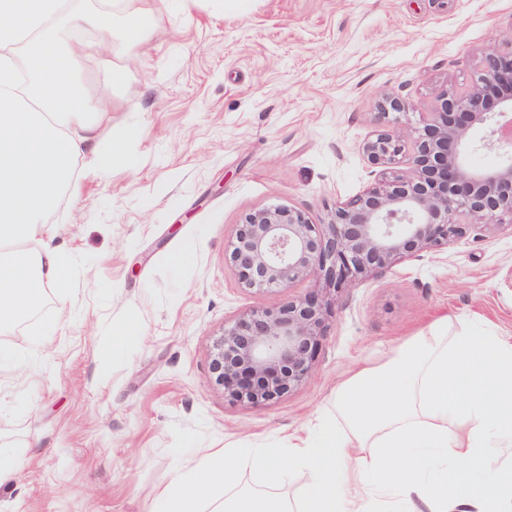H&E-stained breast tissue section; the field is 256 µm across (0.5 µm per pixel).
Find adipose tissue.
Wrapping results in <instances>:
<instances>
[{
	"label": "adipose tissue",
	"instance_id": "adipose-tissue-1",
	"mask_svg": "<svg viewBox=\"0 0 512 512\" xmlns=\"http://www.w3.org/2000/svg\"><path fill=\"white\" fill-rule=\"evenodd\" d=\"M150 5L108 9L63 0H0V334L35 310L45 289L65 297L72 270L41 241L45 214L77 192L75 161L93 154L101 173L127 168L123 142L102 146L108 107L94 104L85 62L93 48L146 39ZM92 31L96 44L79 38ZM336 417L284 448L202 453L179 471L153 512H372L383 495L412 512H512V336L438 323L387 363L347 378ZM308 475L291 501L279 490L286 463ZM259 474L238 488L240 471ZM235 487L219 498L218 490Z\"/></svg>",
	"mask_w": 512,
	"mask_h": 512
}]
</instances>
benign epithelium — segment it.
Masks as SVG:
<instances>
[{"mask_svg": "<svg viewBox=\"0 0 512 512\" xmlns=\"http://www.w3.org/2000/svg\"><path fill=\"white\" fill-rule=\"evenodd\" d=\"M502 88H512V29L475 83L441 93L411 140L381 130L360 144L381 178L327 210L326 221L284 205L244 217L224 255L242 287L285 290L311 278L315 288L224 327L209 370L225 393L253 405L283 397L312 374L332 294L436 252L472 225L512 224V93ZM478 149L498 151L501 164L471 169L466 156Z\"/></svg>", "mask_w": 512, "mask_h": 512, "instance_id": "obj_1", "label": "benign epithelium"}]
</instances>
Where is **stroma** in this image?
<instances>
[{
  "label": "stroma",
  "instance_id": "stroma-1",
  "mask_svg": "<svg viewBox=\"0 0 512 512\" xmlns=\"http://www.w3.org/2000/svg\"><path fill=\"white\" fill-rule=\"evenodd\" d=\"M138 53L121 43L89 71L110 107L103 144L124 140L130 168L78 162L79 195L44 223L74 269L65 302L40 306L0 344V448L24 464L0 486V512H151L200 450L279 445L336 412L353 370L387 359L439 320L512 333V228L474 226L336 297L309 380L254 406L225 396L210 352L243 312L309 293L240 287L224 253L237 224L282 204L322 221L380 176L360 143L421 123L448 86L477 78L512 0H194L160 10ZM127 66L113 90L110 62ZM134 334L103 367L100 345Z\"/></svg>",
  "mask_w": 512,
  "mask_h": 512
}]
</instances>
